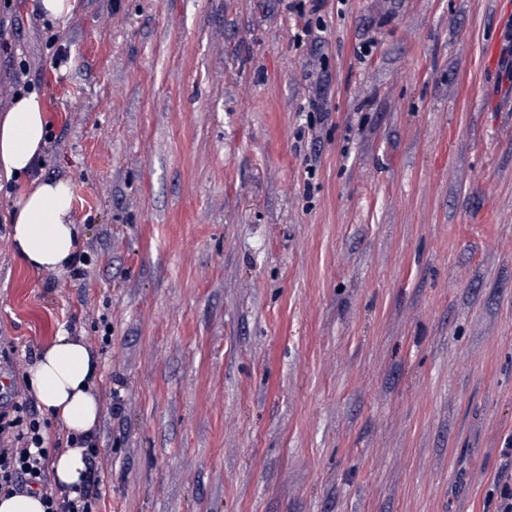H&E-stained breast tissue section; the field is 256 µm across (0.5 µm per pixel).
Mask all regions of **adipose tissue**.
I'll return each mask as SVG.
<instances>
[{"label":"adipose tissue","instance_id":"ef3b65f1","mask_svg":"<svg viewBox=\"0 0 512 512\" xmlns=\"http://www.w3.org/2000/svg\"><path fill=\"white\" fill-rule=\"evenodd\" d=\"M49 124L37 93L21 92L0 113V182L31 177L32 186L10 217L11 237L30 266L61 271L78 257L80 229L73 219L68 180L35 177L48 144ZM99 358L82 337L62 334L29 369V383L52 417L79 439L90 438L102 405L96 391Z\"/></svg>","mask_w":512,"mask_h":512}]
</instances>
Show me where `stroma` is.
I'll list each match as a JSON object with an SVG mask.
<instances>
[{
  "label": "stroma",
  "mask_w": 512,
  "mask_h": 512,
  "mask_svg": "<svg viewBox=\"0 0 512 512\" xmlns=\"http://www.w3.org/2000/svg\"><path fill=\"white\" fill-rule=\"evenodd\" d=\"M0 0V110L78 268L0 188V411L59 333L99 357L97 512H496L512 473V0ZM372 42L357 57L360 42ZM39 10L52 22L65 27L68 20L73 16L77 0H38ZM45 113L37 93L23 91L0 114V188L35 171L48 144ZM15 206L11 237L30 266L61 271L78 257L80 229L73 219V189L68 180L35 178Z\"/></svg>",
  "instance_id": "1"
}]
</instances>
